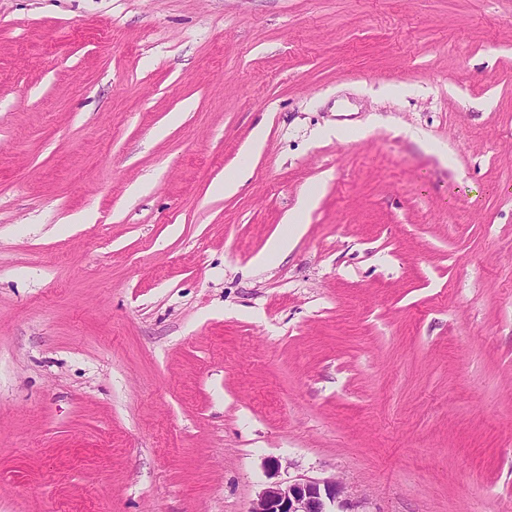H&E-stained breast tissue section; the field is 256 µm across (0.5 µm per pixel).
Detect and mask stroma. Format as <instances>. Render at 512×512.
I'll return each mask as SVG.
<instances>
[{
  "instance_id": "stroma-1",
  "label": "stroma",
  "mask_w": 512,
  "mask_h": 512,
  "mask_svg": "<svg viewBox=\"0 0 512 512\" xmlns=\"http://www.w3.org/2000/svg\"><path fill=\"white\" fill-rule=\"evenodd\" d=\"M296 476L512 512V0H0V512ZM315 201L313 192L307 194L300 202L299 206L288 214L284 221L285 229L270 241L267 253L263 261L270 256L280 257L300 238L305 231V216Z\"/></svg>"
}]
</instances>
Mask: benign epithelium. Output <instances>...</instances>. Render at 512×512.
Masks as SVG:
<instances>
[{
	"mask_svg": "<svg viewBox=\"0 0 512 512\" xmlns=\"http://www.w3.org/2000/svg\"><path fill=\"white\" fill-rule=\"evenodd\" d=\"M357 507L336 479L300 476L268 484L248 512H359Z\"/></svg>",
	"mask_w": 512,
	"mask_h": 512,
	"instance_id": "benign-epithelium-1",
	"label": "benign epithelium"
}]
</instances>
